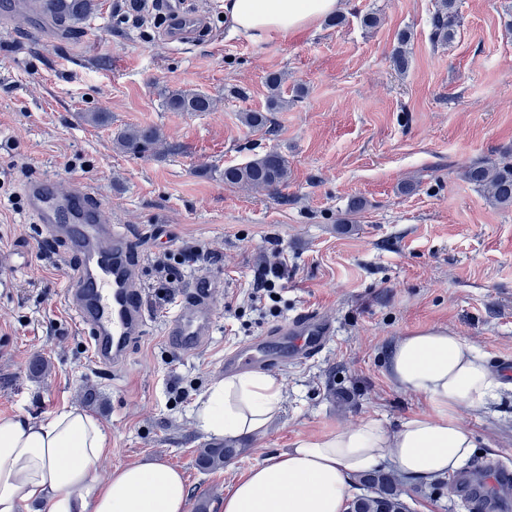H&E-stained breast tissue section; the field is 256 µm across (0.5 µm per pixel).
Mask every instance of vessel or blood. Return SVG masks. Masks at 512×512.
<instances>
[{
	"label": "vessel or blood",
	"mask_w": 512,
	"mask_h": 512,
	"mask_svg": "<svg viewBox=\"0 0 512 512\" xmlns=\"http://www.w3.org/2000/svg\"><path fill=\"white\" fill-rule=\"evenodd\" d=\"M11 6L36 15L39 34L53 38V23L39 17L38 0H12ZM166 7L175 21L173 40L195 33L200 19L185 0H168ZM26 198L29 212L50 232L66 237L78 258L75 284L66 289L65 297L91 338L93 360L114 370L126 367L131 347L146 328L145 299L131 240L115 230L111 214L84 188L62 193L51 180L39 178L27 186ZM213 286L210 279H197L179 312L165 324L168 343L183 354L196 353L213 334ZM333 334L330 323L305 311L276 333L237 347L225 356L224 366L303 362L321 352Z\"/></svg>",
	"instance_id": "b4317fda"
}]
</instances>
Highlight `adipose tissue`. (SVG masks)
<instances>
[{"label":"adipose tissue","instance_id":"adipose-tissue-1","mask_svg":"<svg viewBox=\"0 0 512 512\" xmlns=\"http://www.w3.org/2000/svg\"><path fill=\"white\" fill-rule=\"evenodd\" d=\"M343 7L344 0H224V15L249 39L284 40ZM389 374L398 388L424 396L431 414L394 430L367 419L301 438L242 475L224 496V512H345L352 478L386 459L415 479L455 473L476 448L457 409L482 408L503 385L486 354L451 329L416 330L393 345ZM281 403L278 379L239 372L204 393L195 422L238 439L262 431ZM108 447L102 423L74 406L38 421L0 419V512L31 503L46 512H186V484L170 464L144 459L98 480L93 467Z\"/></svg>","mask_w":512,"mask_h":512}]
</instances>
